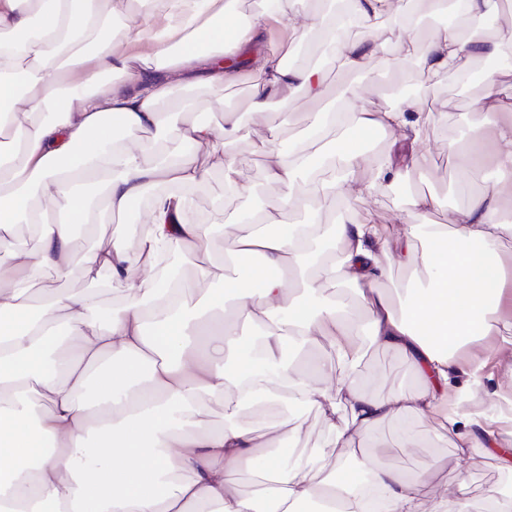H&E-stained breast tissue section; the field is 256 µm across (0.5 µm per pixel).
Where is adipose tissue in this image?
<instances>
[{"instance_id": "obj_1", "label": "adipose tissue", "mask_w": 512, "mask_h": 512, "mask_svg": "<svg viewBox=\"0 0 512 512\" xmlns=\"http://www.w3.org/2000/svg\"><path fill=\"white\" fill-rule=\"evenodd\" d=\"M298 0H267L262 10L244 0H135L136 18L112 31V0H0V512H298L315 500L324 512H362L355 491L381 493L382 512H423L425 475L341 462L289 448L269 452L270 425L245 426L243 412L278 403L316 412L335 444L351 448L381 423L398 421L397 447H420L419 423H447L457 448L497 442L496 426L512 420V386L491 387L483 360L459 351L486 338L512 351V314L501 315L512 285V221L503 219L502 184L481 188L468 204L431 221L434 201L416 196L403 228L358 219L354 197L385 192L415 164L423 129L435 114L415 99L364 108L358 86L335 107H324L325 76L289 66L272 50L248 72L251 114L263 124L273 100L303 94L319 104L309 130L317 160L339 172L311 180L310 195L270 199L256 222L224 224L238 270L203 258L213 245L210 225L187 218L184 197L161 191L174 182L195 189L208 180L205 154L224 169L234 195L248 191L235 156L219 151L240 121L225 109L224 125L187 121L192 105L179 94L189 75L205 68L204 83L223 90L234 70L217 57L250 52L271 22L295 14ZM471 17H505L512 0H347L344 13H305L332 59L366 70L378 54L377 36H347L361 21L384 20L401 51L420 47L426 78L467 72L473 58L497 59L483 77L476 106L499 115L493 140L452 142L448 153L466 171L497 166L512 180V30L463 39L456 27L422 33L415 14L448 8ZM43 37H28L32 18ZM137 132L151 145L132 141ZM391 136L376 163L361 137ZM340 205L333 224L310 214L282 225L284 209L307 208L309 198ZM149 199L145 224L100 246L84 261L93 279L107 271L123 286V302L103 308L82 292L47 282L74 260L71 228L92 225ZM36 225L35 249L17 244L16 227ZM423 250L424 279L398 295L380 290L393 269H407ZM200 259L190 284L164 288L150 278L159 252ZM140 267V285L127 273ZM38 288L30 299V288ZM355 293L359 315L331 289ZM260 324V348L241 341L244 325ZM299 349L328 343V361L281 369L285 342ZM400 352L418 387L387 397L360 387L367 347ZM226 409L215 426L202 406ZM100 445L89 450L88 442Z\"/></svg>"}]
</instances>
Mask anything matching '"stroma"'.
<instances>
[{
	"instance_id": "stroma-1",
	"label": "stroma",
	"mask_w": 512,
	"mask_h": 512,
	"mask_svg": "<svg viewBox=\"0 0 512 512\" xmlns=\"http://www.w3.org/2000/svg\"><path fill=\"white\" fill-rule=\"evenodd\" d=\"M491 60L476 58L470 63V76L464 78L445 75L423 81L420 77L418 53L399 58L393 46H385L373 60L368 70L349 72L330 63L325 67L327 99L336 102L349 86L363 88L365 105L379 107L394 103L397 91L422 93V100L435 112V121L430 125L420 143L419 164L408 170L401 181L383 195L354 199L355 209L376 224H386L401 229V219L410 208L413 196L425 194L434 198L433 221H442L448 209H459L466 205V194L449 197L450 186L460 184L461 174L448 156V143L463 141L475 133H488L490 126L486 113L476 111L472 103L483 93L481 73L490 70ZM316 104L294 95L288 102H272L269 109V126L245 123L242 137L224 145L227 152L239 155L244 165L242 179L251 186L261 188L266 197L277 195V188L267 186L264 170L267 157L264 142L269 132H276L277 143L290 146L301 154L313 151L308 136L306 118L316 111ZM245 200L226 194L224 174L221 169H212L205 187L196 191L193 209L198 222L221 227L225 221L238 216L245 207ZM362 385L367 393L385 396L398 390L416 389L414 372L404 358L395 350L384 347L368 349L361 365ZM274 424L271 432L279 447L292 446L306 449L308 454L324 455L329 459H342L348 466L358 469L367 458H375L378 464L393 466L407 471H424L433 460H442L445 467L435 480V493L429 495L425 512H436L441 490L453 487L457 470L469 475L470 494L468 512H486L491 502L512 497V473L502 470L489 448H469L459 451L454 439L435 429L426 434V446L414 454L390 446L393 426L381 424L376 432L379 440L388 444L386 452L375 455L372 447L363 445L352 448L336 447L320 418L310 409H291L286 405L274 407L269 412Z\"/></svg>"
}]
</instances>
